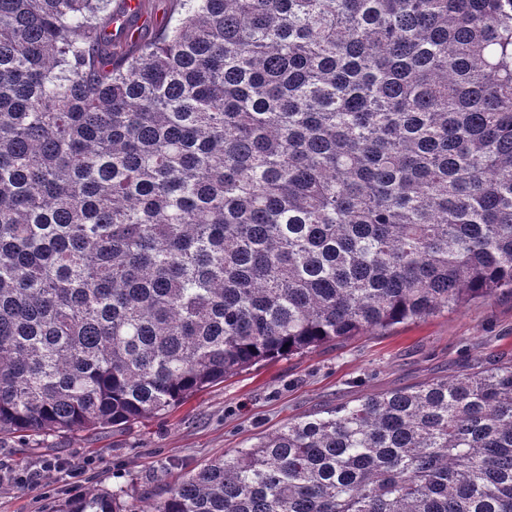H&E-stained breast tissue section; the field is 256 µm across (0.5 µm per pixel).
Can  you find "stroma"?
Instances as JSON below:
<instances>
[{"instance_id":"1","label":"stroma","mask_w":512,"mask_h":512,"mask_svg":"<svg viewBox=\"0 0 512 512\" xmlns=\"http://www.w3.org/2000/svg\"><path fill=\"white\" fill-rule=\"evenodd\" d=\"M512 362V295L473 301L426 319L349 336L255 366L165 414L122 428L0 438V460L24 470L44 460L95 464L77 477L0 486V512H56L95 487L119 490L129 512L157 499L205 463L288 421L360 396Z\"/></svg>"}]
</instances>
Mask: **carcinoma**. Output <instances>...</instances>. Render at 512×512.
<instances>
[{
	"mask_svg": "<svg viewBox=\"0 0 512 512\" xmlns=\"http://www.w3.org/2000/svg\"><path fill=\"white\" fill-rule=\"evenodd\" d=\"M116 9L0 0V435L512 294V0H174L123 40ZM140 512H512V364L290 421Z\"/></svg>",
	"mask_w": 512,
	"mask_h": 512,
	"instance_id": "carcinoma-1",
	"label": "carcinoma"
}]
</instances>
